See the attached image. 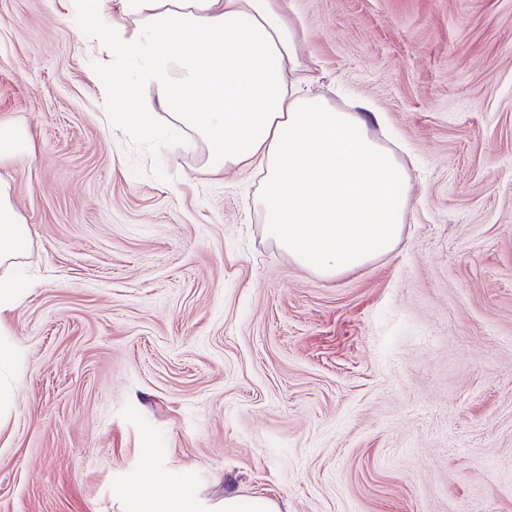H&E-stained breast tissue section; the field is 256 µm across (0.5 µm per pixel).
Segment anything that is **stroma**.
I'll list each match as a JSON object with an SVG mask.
<instances>
[{
    "instance_id": "35a3bbf8",
    "label": "stroma",
    "mask_w": 512,
    "mask_h": 512,
    "mask_svg": "<svg viewBox=\"0 0 512 512\" xmlns=\"http://www.w3.org/2000/svg\"><path fill=\"white\" fill-rule=\"evenodd\" d=\"M287 5L307 86L414 162L396 250L330 280L267 238L257 166L106 124L70 0H0L41 278L0 321V512H123L150 468L205 507L512 512V0ZM208 512H280L278 505L265 498L245 499L236 495L224 496V500Z\"/></svg>"
}]
</instances>
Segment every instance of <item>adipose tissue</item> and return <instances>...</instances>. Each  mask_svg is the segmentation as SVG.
I'll use <instances>...</instances> for the list:
<instances>
[{"label":"adipose tissue","mask_w":512,"mask_h":512,"mask_svg":"<svg viewBox=\"0 0 512 512\" xmlns=\"http://www.w3.org/2000/svg\"><path fill=\"white\" fill-rule=\"evenodd\" d=\"M83 39L102 67L128 78L138 111L116 99L106 118L159 127L208 148L214 173L259 164L256 209L268 237L302 268L333 278L398 247L411 205L410 171L370 133L380 115L368 103L336 108L303 92L304 34L287 0H70ZM31 230L0 176V315L35 283L16 267ZM128 512H280L265 498L236 495L210 510L180 490L141 492Z\"/></svg>","instance_id":"1"}]
</instances>
